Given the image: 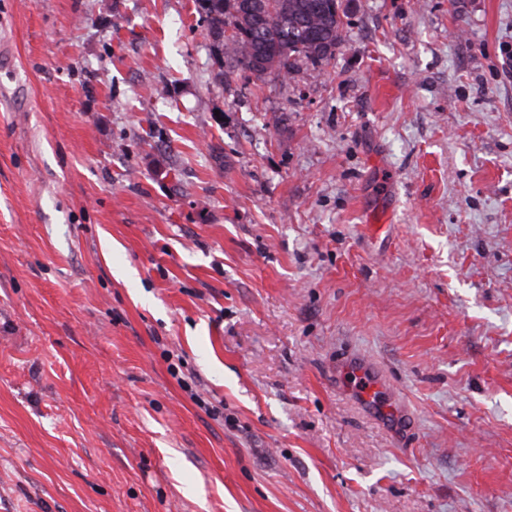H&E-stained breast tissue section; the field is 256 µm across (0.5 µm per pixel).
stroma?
Segmentation results:
<instances>
[{"instance_id": "1", "label": "stroma", "mask_w": 512, "mask_h": 512, "mask_svg": "<svg viewBox=\"0 0 512 512\" xmlns=\"http://www.w3.org/2000/svg\"><path fill=\"white\" fill-rule=\"evenodd\" d=\"M347 22L0 0V512H512V0ZM197 13L209 35L232 29L210 47L218 72L246 74L265 83L278 81L303 65L321 68L330 63L346 38L342 0H196ZM269 65L258 69L254 61ZM225 68V70H224ZM346 374H351L349 382L352 386H358L363 389L367 394V389L373 390L374 387H383L382 376L378 367L369 359L356 358L353 362L350 361L346 367Z\"/></svg>"}]
</instances>
